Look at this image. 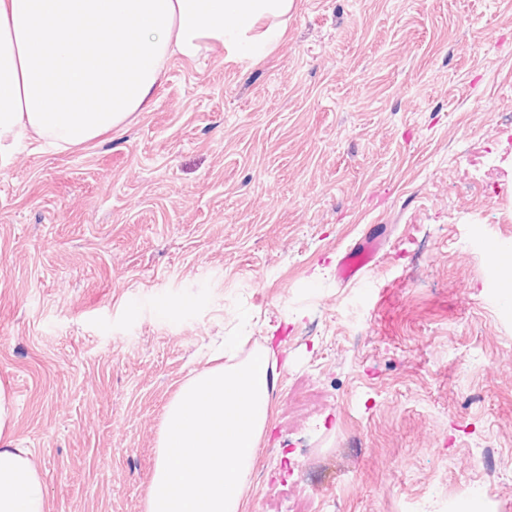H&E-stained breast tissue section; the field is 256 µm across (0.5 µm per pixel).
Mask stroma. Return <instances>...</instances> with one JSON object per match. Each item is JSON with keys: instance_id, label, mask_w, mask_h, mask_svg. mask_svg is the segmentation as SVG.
Instances as JSON below:
<instances>
[{"instance_id": "obj_1", "label": "stroma", "mask_w": 512, "mask_h": 512, "mask_svg": "<svg viewBox=\"0 0 512 512\" xmlns=\"http://www.w3.org/2000/svg\"><path fill=\"white\" fill-rule=\"evenodd\" d=\"M366 278L336 261L367 235ZM512 0H295L129 125L0 170V384L49 512H144L225 337L279 377L246 512H512Z\"/></svg>"}]
</instances>
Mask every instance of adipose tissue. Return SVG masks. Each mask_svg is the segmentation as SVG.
I'll list each match as a JSON object with an SVG mask.
<instances>
[{"label":"adipose tissue","instance_id":"adipose-tissue-1","mask_svg":"<svg viewBox=\"0 0 512 512\" xmlns=\"http://www.w3.org/2000/svg\"><path fill=\"white\" fill-rule=\"evenodd\" d=\"M293 0H0V169L24 146L67 150L152 105L175 57L259 55ZM269 351L185 381L165 409L146 512H244L276 386ZM0 388V512H48Z\"/></svg>","mask_w":512,"mask_h":512}]
</instances>
